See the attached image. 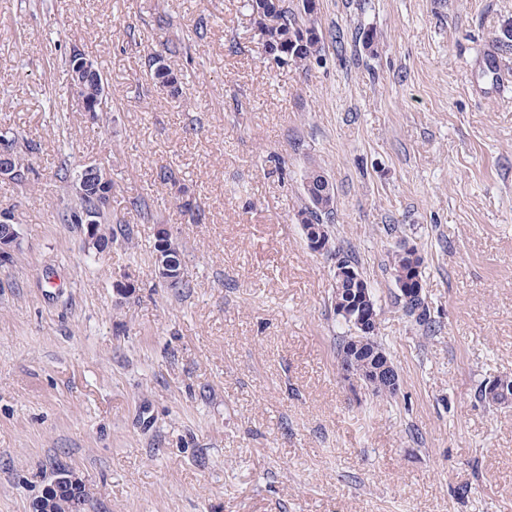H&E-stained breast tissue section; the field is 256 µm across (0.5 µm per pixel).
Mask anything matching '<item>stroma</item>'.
Segmentation results:
<instances>
[{
    "label": "stroma",
    "instance_id": "obj_1",
    "mask_svg": "<svg viewBox=\"0 0 512 512\" xmlns=\"http://www.w3.org/2000/svg\"><path fill=\"white\" fill-rule=\"evenodd\" d=\"M318 3L321 59L296 68L243 0H0V128L42 143L35 188L0 179L21 236L0 263V512H32L60 466L88 512H512V407L477 397L512 375V0ZM169 41L184 103L147 75ZM74 43L103 67L105 128L48 70ZM63 161L109 169L134 249L58 222ZM313 162L396 399L340 375L332 262L297 220ZM160 222L187 287L157 276ZM402 240L424 258L428 338L395 300Z\"/></svg>",
    "mask_w": 512,
    "mask_h": 512
}]
</instances>
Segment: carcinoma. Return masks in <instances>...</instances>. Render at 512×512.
Returning <instances> with one entry per match:
<instances>
[{
    "mask_svg": "<svg viewBox=\"0 0 512 512\" xmlns=\"http://www.w3.org/2000/svg\"><path fill=\"white\" fill-rule=\"evenodd\" d=\"M245 7L251 12L257 28L259 39L264 51L269 56H282L287 59V64L305 66L312 60H319L322 51V34L314 19L315 11L310 0H300V4L292 9L286 6V0H246ZM178 51L177 45H168L163 51L158 52L147 49L146 66L153 87L160 92L172 95L179 93L180 83L170 63V57ZM86 56L85 50L74 45L68 54L61 59L62 67L70 77L69 88H74L75 79L72 73L76 70L78 61ZM104 81V72L99 65H94V70L81 74L82 87L80 94L89 103L92 111L91 124H102L107 116L108 102L100 99ZM0 139L10 143L13 148L14 162L20 169L29 172L28 183L35 182L36 170L29 160V155L39 151L41 144L29 140L17 132L6 130L0 132ZM327 175L324 169L314 164L309 167L305 182L304 195L305 207L298 213V217L305 218L304 233L306 240L315 236L329 245H334L329 225L335 210V195L322 193V185ZM97 212V223L103 227L104 234L112 243L132 248L134 233L130 224L122 220L112 219V210H98L96 197L93 194L82 196L75 204L63 207L57 211V219L63 224L75 223L76 212ZM154 251L162 252L168 256L177 267L183 266V252L175 240L162 244L161 239L154 241ZM390 265L394 271L395 284L398 289L396 296L399 303L406 304V290L423 281V258L417 252H408L396 248L390 256ZM342 303L350 307V316L336 315V319L353 330L348 336L342 337L337 346L338 363L351 362L362 372H371L383 361L391 360L390 354L378 339V325H373L372 333L364 339H358L359 328L355 318L359 312L368 310L373 306L375 314H380L374 296L363 277L348 282L341 296L331 294V305ZM405 313L412 317L415 326L422 334L428 335L436 331L437 323L431 316L429 306L418 309L404 308ZM72 473L66 468H58L53 472V480L44 495L49 497L52 512H82L84 506L91 501L89 488L83 482L70 479Z\"/></svg>",
    "mask_w": 512,
    "mask_h": 512,
    "instance_id": "carcinoma-1",
    "label": "carcinoma"
}]
</instances>
